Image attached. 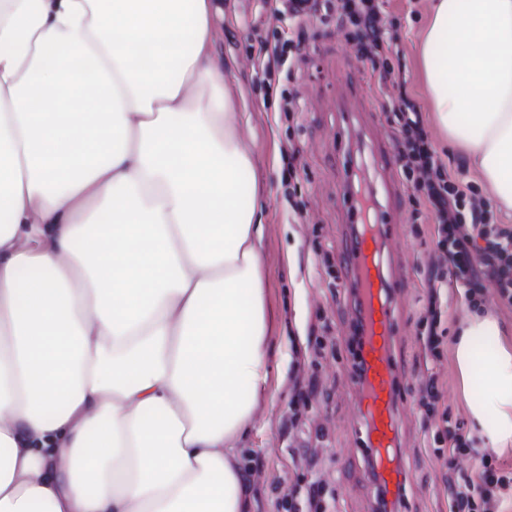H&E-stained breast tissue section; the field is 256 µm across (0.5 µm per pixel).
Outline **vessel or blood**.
Masks as SVG:
<instances>
[{"label":"vessel or blood","mask_w":512,"mask_h":512,"mask_svg":"<svg viewBox=\"0 0 512 512\" xmlns=\"http://www.w3.org/2000/svg\"><path fill=\"white\" fill-rule=\"evenodd\" d=\"M378 161L384 171L387 195L399 194L394 176L395 154L379 152ZM392 217L381 223L364 225L343 253V261L351 272L350 282L358 293L363 325L361 356L364 377L358 385L360 408L366 418V442L373 450V466L387 494L400 497L407 478L401 469L396 385L400 381L392 351L397 319L392 302V282L383 264V245L396 234Z\"/></svg>","instance_id":"vessel-or-blood-1"}]
</instances>
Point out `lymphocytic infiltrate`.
<instances>
[{
  "label": "lymphocytic infiltrate",
  "mask_w": 512,
  "mask_h": 512,
  "mask_svg": "<svg viewBox=\"0 0 512 512\" xmlns=\"http://www.w3.org/2000/svg\"><path fill=\"white\" fill-rule=\"evenodd\" d=\"M274 12L289 16L296 28L286 39L259 38L265 78L281 72L291 53L301 51L307 41L305 24L314 19L352 28L356 53L369 62L395 129L397 163L412 191L411 202L425 223L434 227L440 262L427 272L428 296L420 315L419 341L425 360H440L446 336L441 305L449 289H464L468 302L479 307L483 291L490 285L501 304L512 309V227L490 223L477 187L461 185L449 176L429 137L421 107L408 89L404 45L401 37L388 29L380 0H341L335 9L330 8L329 0H277ZM441 387L439 374L428 373L419 399L425 414L440 415L443 423L434 435V457L444 461L442 445L448 442L455 453L476 455L478 461L472 475H457L443 468L449 512H506L512 499V469L500 463L495 451L475 452L473 437L449 415L439 414Z\"/></svg>",
  "instance_id": "lymphocytic-infiltrate-1"
}]
</instances>
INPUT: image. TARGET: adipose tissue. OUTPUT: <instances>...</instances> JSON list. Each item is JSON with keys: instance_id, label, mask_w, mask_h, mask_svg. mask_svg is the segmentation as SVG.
Masks as SVG:
<instances>
[{"instance_id": "obj_1", "label": "adipose tissue", "mask_w": 512, "mask_h": 512, "mask_svg": "<svg viewBox=\"0 0 512 512\" xmlns=\"http://www.w3.org/2000/svg\"><path fill=\"white\" fill-rule=\"evenodd\" d=\"M213 0H0V512H244L269 379L252 166ZM436 120L512 215V0H435ZM455 348L483 447L512 348ZM493 337L490 348L478 347Z\"/></svg>"}]
</instances>
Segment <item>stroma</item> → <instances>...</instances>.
Listing matches in <instances>:
<instances>
[{
  "instance_id": "stroma-1",
  "label": "stroma",
  "mask_w": 512,
  "mask_h": 512,
  "mask_svg": "<svg viewBox=\"0 0 512 512\" xmlns=\"http://www.w3.org/2000/svg\"><path fill=\"white\" fill-rule=\"evenodd\" d=\"M222 13L215 19L216 54L224 65V82L241 111L239 128L258 149L245 185H257L262 211L263 279L269 345V384L259 393L255 426L240 443V455L255 467L247 474L246 512H277L285 480L305 474L303 455L316 454L318 478L327 480L336 512H376L374 485L364 480L361 454L365 425L358 391L348 377L346 341L353 332L355 310L343 288L346 270L341 248L352 221L338 196L345 171L346 145L359 144L366 157L393 145L369 63L358 58L345 33L311 23L309 39L294 61L295 82L265 85L258 36L284 30L264 0H216ZM433 0H386L387 22L403 39L407 51L409 89L421 105L434 147L452 179L478 184L481 198L491 204V221L505 223L496 198L478 171L448 148L424 86L421 50ZM297 94V109H279L285 91ZM300 150V168L293 193L282 184L287 175L288 147ZM394 209L402 234L386 245L387 272L397 283V336L393 356L407 390L400 411L402 465L410 469L407 506L402 512H448L433 458L436 421L422 414L416 398L420 358L417 333L426 288L422 271L437 261L434 227L416 222L408 202ZM437 369L445 380L443 402L452 419L466 423L468 399L455 359V342L447 340ZM317 376L319 388L298 404L299 424L288 425V404L294 382Z\"/></svg>"
}]
</instances>
